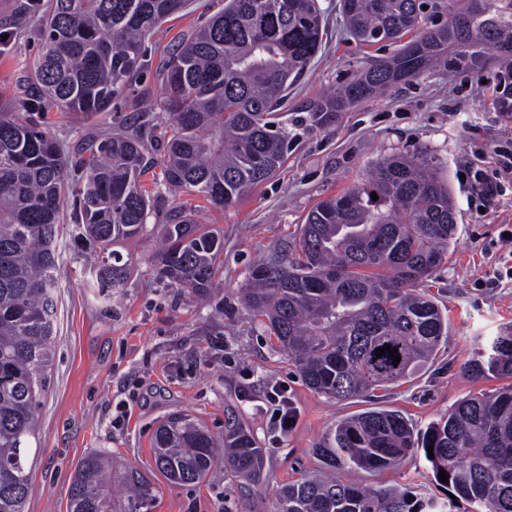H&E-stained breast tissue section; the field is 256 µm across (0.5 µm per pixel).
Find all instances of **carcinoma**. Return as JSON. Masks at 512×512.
Instances as JSON below:
<instances>
[{"label": "carcinoma", "instance_id": "obj_1", "mask_svg": "<svg viewBox=\"0 0 512 512\" xmlns=\"http://www.w3.org/2000/svg\"><path fill=\"white\" fill-rule=\"evenodd\" d=\"M187 0H48L34 96L64 112H103L139 70L142 43ZM426 0H342L347 33L360 45L395 41L396 55L298 107L305 124L324 129L357 102L437 63L479 68V48L512 74V0H450L448 22L428 26ZM317 0H226L203 27L180 36L162 65L156 108L169 131L148 150L141 129L103 136L74 159L83 171L66 179L68 159L48 133L18 112L0 109V512H25L33 491L29 452L38 439L37 407L55 356V240L70 194L79 213L76 238L94 259L99 288L127 280L132 262L115 249L144 234L160 187L222 210L270 180L288 160V130L273 120L288 86L321 48ZM160 165L155 192L142 176ZM376 193L378 200L371 198ZM456 212L438 164L426 152L379 161L365 180L318 203L306 216L291 257L255 266L245 305L312 391L347 400L386 391L433 362L448 339V317L425 283L457 242ZM156 273L170 285L207 295L219 285L224 236L198 224L182 204L164 225ZM390 345L401 357L377 356ZM473 378L512 379V331L472 348ZM454 495L444 501L408 490L362 487L344 473H380L413 449ZM155 470L112 465L103 451L77 464L67 512H151L153 478L259 483L264 452L249 432L230 425L216 439L197 417L177 413L155 428ZM321 474L283 485L276 512H512V384L459 403L417 431L401 414L368 410L330 427L315 444Z\"/></svg>", "mask_w": 512, "mask_h": 512}]
</instances>
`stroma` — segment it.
<instances>
[{"instance_id": "1", "label": "stroma", "mask_w": 512, "mask_h": 512, "mask_svg": "<svg viewBox=\"0 0 512 512\" xmlns=\"http://www.w3.org/2000/svg\"><path fill=\"white\" fill-rule=\"evenodd\" d=\"M47 0H0V107L9 109L33 94L29 81L42 53L40 19ZM324 11L323 45L304 76L288 90L289 103L313 98L358 75L371 61L393 56L390 42L362 46L344 31L340 0H319ZM222 0H189L164 33L146 41L143 66L113 97L104 112L34 113L65 154L87 148L98 132L150 119L163 129L165 118L150 111L162 90L157 71L173 34L204 25ZM499 66L486 52L480 70H432L399 82L381 95L338 113L326 129L287 128L295 141L286 164L271 180L217 211L201 208L198 223L224 236V276L200 298L170 286L151 265L156 239L182 195L161 191L147 234L121 246L134 274L117 288L99 290L95 272L84 263L65 224L57 241L58 286L54 292L56 356L49 389L38 410L41 449L32 466L34 493L25 512H66L76 464L93 451L113 460L151 469V437L172 413H190L223 437L227 422H239L265 453V479L246 488L228 484L223 466H214L198 484L160 481L153 512H275L285 483L318 472L314 444L337 421L370 408L399 411L423 428L459 402L500 387L494 378L475 379L463 364L474 343L512 327V283L497 282L512 268V198L483 201L473 195L469 176L489 167L492 147L512 139V117L497 104ZM427 151L441 161L457 213L458 242L446 265L429 281V292L448 315V340L432 365L383 394L334 401L305 386L279 351L242 292L250 271L294 245L309 210L341 193L377 160ZM285 386L294 422L279 432L267 398L272 385ZM361 486H393L446 497L422 452L382 474L346 473Z\"/></svg>"}]
</instances>
